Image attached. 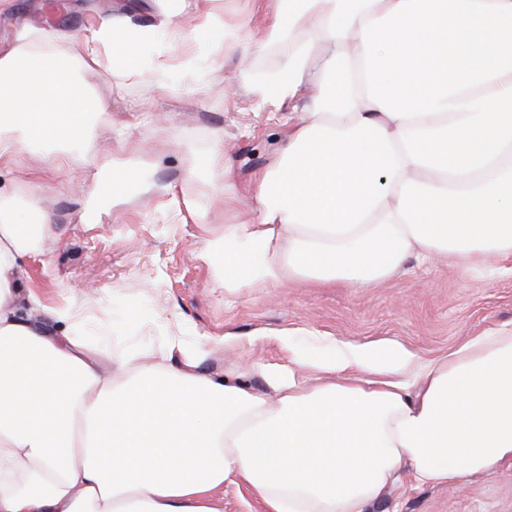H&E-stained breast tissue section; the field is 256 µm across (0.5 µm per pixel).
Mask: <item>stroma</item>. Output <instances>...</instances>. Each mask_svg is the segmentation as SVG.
Instances as JSON below:
<instances>
[{"label": "stroma", "mask_w": 512, "mask_h": 512, "mask_svg": "<svg viewBox=\"0 0 512 512\" xmlns=\"http://www.w3.org/2000/svg\"><path fill=\"white\" fill-rule=\"evenodd\" d=\"M66 24L47 21L48 0H12L0 12V48L17 27L36 33V47L77 58L75 34L99 16L151 31L140 46L141 70L108 62L79 72L80 85L107 105L108 133L95 151L80 143L23 147L0 162V190L20 203L18 219L51 218L40 254L28 268L43 309L38 321L56 333L75 332L89 344L117 352L159 351L170 338L186 349L208 348L199 368L219 379L243 376L260 394L265 380L252 366L280 363L275 333L305 327L347 342L396 340L424 356L448 349L484 328L512 324V260L496 272L461 274L452 262L420 265L370 288H313L305 283L228 293L213 282L202 257L205 240L225 225L255 217L250 201L225 210L218 191L232 181L245 193L253 174L273 165L290 127L257 106L249 88L277 72L289 46L269 32L273 0H61ZM243 16L266 50L240 64L226 49L224 23ZM173 19L195 32L187 46L169 43ZM66 38H58V31ZM223 147L227 160L206 168L196 158ZM140 175L112 193L111 169ZM207 223H197V215ZM69 309L70 322L55 311ZM234 335L236 344L224 343ZM371 512H512V465L469 483L394 485Z\"/></svg>", "instance_id": "1"}]
</instances>
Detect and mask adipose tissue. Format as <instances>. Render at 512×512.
<instances>
[{
    "label": "adipose tissue",
    "instance_id": "ef3b65f1",
    "mask_svg": "<svg viewBox=\"0 0 512 512\" xmlns=\"http://www.w3.org/2000/svg\"><path fill=\"white\" fill-rule=\"evenodd\" d=\"M276 3L270 28L294 41L252 92L293 130L252 179L256 219L205 244L216 285L368 288L411 258L512 257V0ZM33 38L0 49V160L93 148L106 104L75 69L138 70L146 35L90 23L75 64ZM12 212L0 191V512H224L228 484L264 512H369L402 479L512 463V325L433 357L395 340L313 353L306 328L284 330L270 399L194 355L175 367L36 326L24 262L47 224Z\"/></svg>",
    "mask_w": 512,
    "mask_h": 512
}]
</instances>
